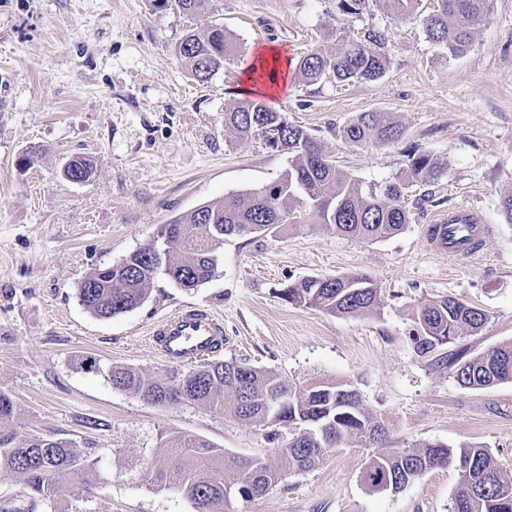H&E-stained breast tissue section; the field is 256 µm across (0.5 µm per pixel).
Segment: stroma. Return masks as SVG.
<instances>
[{
    "instance_id": "35a3bbf8",
    "label": "stroma",
    "mask_w": 512,
    "mask_h": 512,
    "mask_svg": "<svg viewBox=\"0 0 512 512\" xmlns=\"http://www.w3.org/2000/svg\"><path fill=\"white\" fill-rule=\"evenodd\" d=\"M340 0H214L189 16L154 0H0V391L18 406L21 434L92 449L96 478L83 493L32 499L19 474L0 469V512H195L177 488L156 486L151 457L164 433L193 434L236 457L284 447L288 427H252L195 405H157L115 389L123 366L167 379L175 368L148 343L150 330L183 309L224 324L218 357L296 383L356 389L395 448L441 443L491 449L512 471V383L461 387L448 347L417 356L413 314L454 296L489 314L469 337L481 352L512 341V0H487L486 17L461 57L430 42L418 19L393 18L374 0L356 13ZM223 25L240 52L209 81L176 54L187 31ZM383 38L388 60L374 82L311 85L289 76L273 104L314 136L347 175L367 183L402 175L409 153L447 164L439 181L406 193L410 222L368 242L322 224L225 239L214 277L185 290L158 273L149 299L109 319L80 305L76 290L96 267L156 240L176 215L279 178L287 155L239 140L224 111L244 100L257 45L293 58L328 38ZM363 112H388L400 140L357 145L340 129ZM32 153L24 168L17 161ZM81 156L96 166L77 184L62 175ZM464 206L494 225L481 253L431 250L435 216ZM352 273L375 280L377 312L345 317L289 304L281 291L311 277ZM369 449L343 447L292 473L233 512H448L455 468L428 472L399 492L372 493L359 479Z\"/></svg>"
}]
</instances>
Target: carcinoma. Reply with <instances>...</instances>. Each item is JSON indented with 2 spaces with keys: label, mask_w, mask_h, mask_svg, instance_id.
<instances>
[{
  "label": "carcinoma",
  "mask_w": 512,
  "mask_h": 512,
  "mask_svg": "<svg viewBox=\"0 0 512 512\" xmlns=\"http://www.w3.org/2000/svg\"><path fill=\"white\" fill-rule=\"evenodd\" d=\"M158 7L174 6L186 15L204 14L214 0H155ZM394 18L416 14L420 0H377ZM436 7L423 16L427 39L453 57L465 55L484 21L486 0H434ZM382 37L368 33L360 40L340 39L321 44L294 63L292 72L310 84L334 80L338 84L373 81L388 65L380 51ZM180 59L200 82L211 79L224 61L239 53L234 37L215 24L206 32H188L177 48ZM225 125L242 140L267 131L266 148L288 155V169L274 182L255 191L236 194L219 203L200 206L163 225L156 244L137 250L119 262L95 268L77 288L81 305L101 318H111L142 306L159 268L180 288L194 289L208 282L217 265L216 250L224 238L274 231L286 224L317 223L340 235L381 241L399 234L409 223L404 204V182L431 183L447 164L429 154L411 155L404 176L383 184L365 185L336 167L333 155L303 128L260 98L244 100L227 109ZM358 145L389 144L402 128L387 112H363L340 131ZM283 299L300 307L342 316L376 311L381 288L362 274L327 277L317 283L307 277L281 291ZM418 324L412 337L416 355L424 357L438 347L456 344L478 334L489 314L459 298L445 296L421 305L414 313ZM456 382L471 390L512 382V343L470 355L465 348L448 358ZM109 379L116 389L147 402L178 406L198 404L228 414L238 421L263 426L273 421L292 430L287 445L270 458L229 457L190 434L169 435L162 446L171 455L154 459L161 487L178 488L195 512H224V486L234 484L253 498L294 472L317 466L328 448L355 442L372 449L360 479L372 492L399 491L436 468L455 467L468 472L457 486L450 512H512V475L501 469L490 449L481 445L424 444L391 448L387 430L359 401L343 394L347 386L318 382L300 385L245 363L206 360L167 382L132 369L113 367ZM16 403L0 392V468L21 474L32 494L54 498L69 483L87 482L94 460L86 448L52 436L20 437L14 425Z\"/></svg>",
  "instance_id": "obj_1"
}]
</instances>
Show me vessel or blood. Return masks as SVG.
Here are the masks:
<instances>
[{"label": "vessel or blood", "mask_w": 512, "mask_h": 512, "mask_svg": "<svg viewBox=\"0 0 512 512\" xmlns=\"http://www.w3.org/2000/svg\"><path fill=\"white\" fill-rule=\"evenodd\" d=\"M436 225H451L452 242L431 238L430 244L440 251L462 257H473L467 244L469 235L483 236L489 231L478 212L461 207L439 216ZM150 341L157 354L165 361L176 364L192 363L207 357L224 342V325L214 315L203 311H184L161 320L150 332Z\"/></svg>", "instance_id": "b4317fda"}]
</instances>
